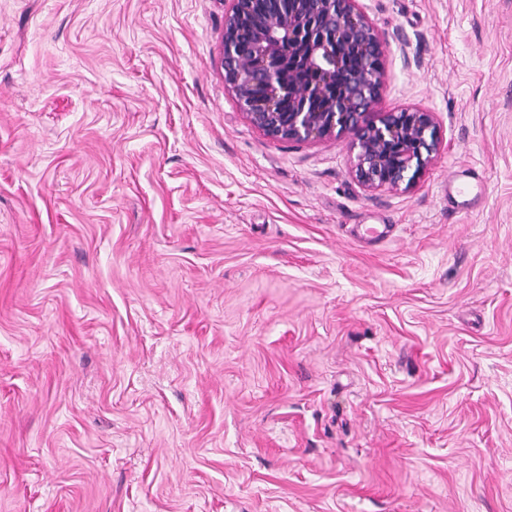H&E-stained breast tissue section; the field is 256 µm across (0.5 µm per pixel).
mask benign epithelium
Here are the masks:
<instances>
[{
	"instance_id": "7a95c632",
	"label": "benign epithelium",
	"mask_w": 512,
	"mask_h": 512,
	"mask_svg": "<svg viewBox=\"0 0 512 512\" xmlns=\"http://www.w3.org/2000/svg\"><path fill=\"white\" fill-rule=\"evenodd\" d=\"M224 15V82L251 123L276 140L307 141L335 133L350 138L355 178L372 189L415 184L441 142L434 113L374 115L381 71H358L339 86L345 51L381 54L382 38L357 0H291L286 13L252 10L231 0ZM288 100V111L281 103Z\"/></svg>"
}]
</instances>
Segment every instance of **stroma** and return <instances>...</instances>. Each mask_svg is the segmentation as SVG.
Listing matches in <instances>:
<instances>
[{"label": "stroma", "mask_w": 512, "mask_h": 512, "mask_svg": "<svg viewBox=\"0 0 512 512\" xmlns=\"http://www.w3.org/2000/svg\"><path fill=\"white\" fill-rule=\"evenodd\" d=\"M359 5L407 190L250 123L228 0H0V512H512V0Z\"/></svg>", "instance_id": "1"}]
</instances>
